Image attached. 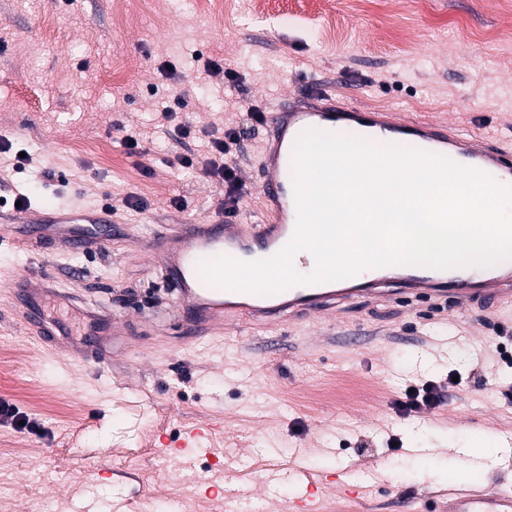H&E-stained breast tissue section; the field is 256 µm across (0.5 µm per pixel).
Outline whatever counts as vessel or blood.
<instances>
[{
	"label": "vessel or blood",
	"mask_w": 512,
	"mask_h": 512,
	"mask_svg": "<svg viewBox=\"0 0 512 512\" xmlns=\"http://www.w3.org/2000/svg\"><path fill=\"white\" fill-rule=\"evenodd\" d=\"M339 134L350 130L364 139L387 144L405 143L410 147L441 154L455 162L481 171L497 182L512 185V153L500 149L488 138L459 134L445 123L408 119L395 112L340 108L326 91L315 92L310 104L281 106L269 115V132L263 143L259 185L260 220L244 224L237 219L205 222L189 220L173 234H153L148 244L162 259L159 271L180 312L202 331H215L224 320H243L252 325L273 324L284 315L312 318L322 314L336 300H351L385 294L423 293L434 298L453 296L456 307L470 311L474 301L497 303L505 299L504 286L512 275L487 271L441 270L392 265L382 268L377 281L364 283L351 276L329 282L305 283L284 291L259 295L238 292L205 282L198 267L203 260L224 256L252 262L272 256L293 237L298 211L292 183L293 149L298 137L308 130ZM65 208L43 214L27 207L14 210L12 221L26 226L17 236L22 246L33 244V231L47 225L64 224ZM113 220L111 210L89 212L86 236L69 242V250L85 251L104 247L106 225ZM11 287L26 308V329L35 331L40 343L52 345L58 325L47 321L40 298L45 291L43 277L14 275ZM84 340L77 346L79 360L107 364L112 355L124 353V346L106 348L104 337L122 335L123 327L109 314L97 315L79 330ZM448 512H512V490L491 483L484 487H459L448 492Z\"/></svg>",
	"instance_id": "1"
}]
</instances>
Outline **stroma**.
<instances>
[{
  "label": "stroma",
  "instance_id": "35a3bbf8",
  "mask_svg": "<svg viewBox=\"0 0 512 512\" xmlns=\"http://www.w3.org/2000/svg\"><path fill=\"white\" fill-rule=\"evenodd\" d=\"M0 0V131H15L26 170L0 153V212L26 195L31 206L118 205L105 249L69 254L58 240L39 249L0 246V399L41 430L0 424V512H289L311 495L315 512H406V500L443 504L448 473L461 482L512 486V456L461 473L452 447L480 437L500 447L512 402L498 386L512 367L477 364L512 336V305L462 313L451 301L411 296L344 304L327 317L267 326H226L192 338L147 251L152 230L220 214L221 185L175 158L194 149L174 126L158 127L162 103L214 129L246 131L235 158L251 192L240 219L256 223L265 126L248 110L323 88L338 104L453 122L512 149V0H227L197 15L194 0ZM236 71L241 107L224 109L222 78L208 59ZM175 72H167V64ZM148 136L127 154V134ZM129 194L145 209H121ZM182 207L169 206V198ZM47 272L43 304L63 323L85 299L129 320L134 353L105 370L24 335L10 279ZM481 368L485 389L468 386ZM459 376L447 384L448 375ZM446 387L435 409L401 416L393 404L415 381ZM203 424L206 457L160 455ZM392 431L399 447L379 432ZM374 448L360 453L363 440Z\"/></svg>",
  "mask_w": 512,
  "mask_h": 512
}]
</instances>
